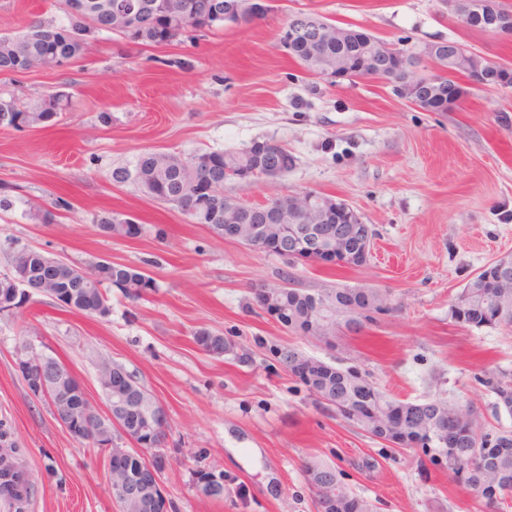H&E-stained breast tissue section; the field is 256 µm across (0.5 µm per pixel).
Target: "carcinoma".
<instances>
[{"label": "carcinoma", "mask_w": 512, "mask_h": 512, "mask_svg": "<svg viewBox=\"0 0 512 512\" xmlns=\"http://www.w3.org/2000/svg\"><path fill=\"white\" fill-rule=\"evenodd\" d=\"M128 4L136 12L123 37L134 45L161 46L170 43V20L179 17L190 25L211 31L224 27V18L214 13V6H224L225 0H64L68 23L55 24L33 20L28 27L13 35H0V75L24 73L46 66L44 55L58 53L67 59L82 56L89 37L112 32V5ZM318 41H313L315 36ZM383 41L359 29L353 30L350 41L336 43L335 24L315 14H303L288 55L307 71L318 74L320 61L330 62L337 54H346L361 61L369 46ZM68 96L63 93L46 95L33 103H24L14 96L0 97V126L17 130L49 128L58 122L67 109ZM295 159L290 153L272 154L255 140L237 150L198 151L187 155L170 152H145L131 167L112 170L116 183L135 182L145 194L174 206L193 224H205L222 237H232L236 202L224 196V168L243 172L255 167H279L289 171ZM104 231L114 238H135L140 229L136 221L117 211L97 218ZM27 272L38 281H47L44 295L51 297L57 287L70 288L76 295V306L85 291L108 300L107 292L118 289L126 297L139 299L154 288L152 277L126 264L99 261L84 272L77 282L71 278L70 266L57 267L38 249H23L11 261V271L0 274V289L12 288V275ZM486 280L484 288L464 287L448 309V317L463 327H512V305H496L498 295L512 294V289L495 287L494 266L483 267L476 275ZM280 300L288 307V330L313 336L328 345L336 337V311L359 310L370 318L374 305L387 298L376 288H323L309 293L298 288L279 289ZM196 342L214 355L224 354V337L207 331L197 334ZM279 363L289 374H309L304 382L315 403L332 410L336 416L352 423L366 434L377 437L388 428L390 414H404L409 434L427 437L429 425L424 418L429 406L448 416V446H423L434 451V459L442 460L448 469L460 476L467 488L486 504L507 505L512 499V430L495 434L486 431L480 415L471 407L444 399L405 402L380 391L358 371L340 369L321 360L310 358L294 348L276 351ZM498 405L512 414V373H499L487 379ZM155 404V397L144 391L129 403L126 426L142 420V413ZM315 499L321 498L324 480L337 476L332 466L313 462L304 469ZM331 512H374L373 505L363 497L349 492L345 486L336 490V503Z\"/></svg>", "instance_id": "1"}]
</instances>
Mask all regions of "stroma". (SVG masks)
<instances>
[{
  "instance_id": "1",
  "label": "stroma",
  "mask_w": 512,
  "mask_h": 512,
  "mask_svg": "<svg viewBox=\"0 0 512 512\" xmlns=\"http://www.w3.org/2000/svg\"><path fill=\"white\" fill-rule=\"evenodd\" d=\"M251 23L134 47L117 34L91 38L67 66L0 75V96L32 102L70 97L47 129L0 127V274L35 247L81 267L108 260L139 267L155 288L141 299L111 289L109 316L62 313L34 293L0 313V428L23 450L34 483L27 512H119L106 456L75 441L16 368L26 344L63 360L98 412L99 366H122L166 409L168 512H315L303 475L316 460L375 512H486L442 463L399 450L314 403L275 352L293 347L353 367L394 398L444 397L473 406L488 431L512 429L487 386L512 373V328H464L448 317L461 288L485 265L512 257V87L471 88L448 112H427L378 79L338 82L305 72L280 47L297 12L367 30L410 52L455 41L512 66V34L467 26L444 0H268ZM62 19L59 0H0V34L32 17ZM259 139L287 147V175L228 180L247 204L316 191L352 206L376 236L363 267L289 264L189 223L112 170L146 151L188 154L242 148ZM68 208L54 207L56 198ZM49 210L43 222L30 205ZM108 211L132 217L134 239L104 235ZM291 282L313 293L368 286L392 311L360 332L337 328L328 348L286 331L256 306L258 285ZM224 336L217 356L195 339ZM370 469H362L361 461ZM199 470L224 475V497L204 495Z\"/></svg>"
}]
</instances>
